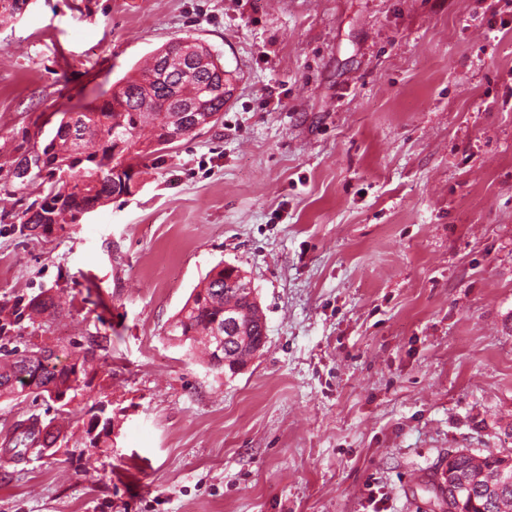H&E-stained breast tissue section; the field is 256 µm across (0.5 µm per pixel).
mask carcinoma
<instances>
[{
  "instance_id": "1",
  "label": "carcinoma",
  "mask_w": 512,
  "mask_h": 512,
  "mask_svg": "<svg viewBox=\"0 0 512 512\" xmlns=\"http://www.w3.org/2000/svg\"><path fill=\"white\" fill-rule=\"evenodd\" d=\"M183 41L176 38L157 50L151 62L132 77L117 81L102 103L75 112H64L49 149L43 152L48 172L52 162L69 161L66 169L79 180L83 189L68 192V182L58 178L48 181L42 196L21 213L17 230L24 236L66 231L78 216L105 205L123 193V186L112 181V167L125 164L139 169L143 161L163 152L195 132L196 124L215 126L222 118L224 98V63L208 47L195 48L211 58L208 67L187 77L181 67ZM196 102L201 112H173V98ZM124 148L113 153L114 141ZM249 280L241 269L227 264L212 269L193 290L170 324L169 335L192 349L204 347L207 363L222 368L224 354L216 353L214 336L224 333V308L238 311L239 334L250 339L249 346L237 354L246 363L258 346L265 344L266 322L263 311L248 302ZM31 319L51 317L61 310L59 296L43 292L26 305ZM0 363V398L15 400L20 396H52L77 393L87 386V357H74L58 364L52 349L32 345L20 351L5 352ZM60 431L40 427L37 419L20 421L9 451L17 458L29 453L42 454L54 446ZM452 477L469 485L467 495L457 498L454 489L445 487L443 512H512V482L491 485L475 480L471 457L461 453L451 463Z\"/></svg>"
}]
</instances>
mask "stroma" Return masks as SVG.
<instances>
[{
	"label": "stroma",
	"instance_id": "1",
	"mask_svg": "<svg viewBox=\"0 0 512 512\" xmlns=\"http://www.w3.org/2000/svg\"><path fill=\"white\" fill-rule=\"evenodd\" d=\"M186 36L236 76L221 122L20 236L17 159ZM221 263L267 324L233 375L168 334ZM48 288L65 310L0 346L92 351L88 385L0 400V512H433L449 452L512 449V8L30 0L0 21V306ZM31 416L63 442L5 458Z\"/></svg>",
	"mask_w": 512,
	"mask_h": 512
}]
</instances>
